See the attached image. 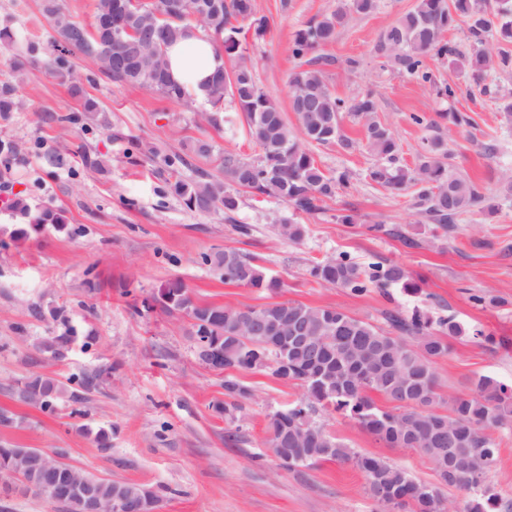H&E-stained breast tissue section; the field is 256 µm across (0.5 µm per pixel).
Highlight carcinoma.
<instances>
[{
	"label": "carcinoma",
	"mask_w": 512,
	"mask_h": 512,
	"mask_svg": "<svg viewBox=\"0 0 512 512\" xmlns=\"http://www.w3.org/2000/svg\"><path fill=\"white\" fill-rule=\"evenodd\" d=\"M129 2L96 0L93 22L87 27L72 19L61 0H42V11L52 21L56 37L46 47L27 42L16 54L14 69L25 60L35 61L44 55L51 73L70 79L66 54L77 50L96 59L114 83L134 85L179 103L191 92L171 79L166 50L199 26L227 60L203 88L201 97L209 108L199 113V120L221 128L224 102L230 101L243 115L259 155L245 160L231 152H215L208 138L192 141L189 150L200 158L215 160L222 175L193 182L179 179L170 184L171 192L188 210L200 214L221 209L233 212L242 191L284 201L299 212L321 210L339 188L348 187L350 175L346 171L325 172L308 145L345 142L341 135L345 112L364 120L365 147L378 157L367 178L394 194L417 189L418 206L435 223V230L446 234L448 225L461 215L484 206L494 209L469 177L449 168L442 138L430 140L415 167L402 165L394 135L376 118L374 96L366 93L347 101L327 85L324 68L332 65L334 58L315 51L336 40L349 15L374 13L379 0H338L336 9L294 32L291 51L299 65L290 77L293 122L259 87L252 62L239 51L243 30L251 31L257 40L268 30V21L257 15L254 0H158L162 18L152 11L134 10L128 7ZM461 21L468 22L472 37L465 49L446 39ZM128 29L154 35L157 47H138L136 39L126 35ZM510 45L512 0H417L380 35L376 51L422 84H434L428 58L446 60L480 84L491 74L512 67ZM72 93L83 100V116H69L67 121L82 118L99 122L98 103L84 96L76 83ZM19 107L15 84L0 82V120L9 121ZM13 209L26 218V224L13 230L14 242L49 226L64 229L63 218L52 207L32 212L18 197ZM279 235L299 242L305 227L288 221L279 226ZM203 261L220 270L228 283L269 292L282 287V282L267 276L254 258L235 250L206 254ZM310 276L324 286L345 288L357 295L390 285L415 290L401 266L382 261L361 266L344 253L312 266ZM152 300L163 309L184 313L192 321L196 344L229 355L227 369L268 370L282 385L302 387L299 398L268 415V430L279 445L275 455L280 466L292 469L311 468L324 461L350 463L364 475L367 493L374 501L394 504L402 512H500L501 498L487 480L499 448L485 430H512V386L480 375L472 380L471 393L442 397L433 360L448 356L449 338L466 335V329L454 319H435L415 309L405 315H390L391 330L387 331L333 306L290 301L236 308L204 303L180 280L164 285ZM285 308L301 316L313 343L310 354L305 350L288 354L286 368L281 366L283 354L276 336L254 334L249 329L255 320L274 321ZM50 315L62 329L42 338L37 349L54 361H62L79 336L69 324L66 307L54 308ZM103 383L101 372L73 377L65 384L53 376L33 373L21 382L18 395L25 403L52 414L61 400L79 404L83 392ZM374 393L393 407L378 406ZM247 395L246 387L229 373L224 378L226 400L216 409L232 421L240 408L239 399ZM445 401L448 412L443 413L439 406ZM330 409L355 420L391 448L421 452L433 464L438 484L419 481L399 465L350 448L318 420L319 412ZM21 452L16 445L1 443L0 470L13 469ZM86 479L103 506L112 501L113 494L120 493L140 504L144 512L159 507L160 498L142 486L89 474ZM443 486L465 491L462 504L449 503L441 492Z\"/></svg>",
	"instance_id": "cac0c4a2"
}]
</instances>
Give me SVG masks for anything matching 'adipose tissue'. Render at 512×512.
I'll return each instance as SVG.
<instances>
[{"label": "adipose tissue", "mask_w": 512, "mask_h": 512, "mask_svg": "<svg viewBox=\"0 0 512 512\" xmlns=\"http://www.w3.org/2000/svg\"><path fill=\"white\" fill-rule=\"evenodd\" d=\"M168 59L172 79L193 93L200 92L202 83L224 64L213 44L197 32L171 46Z\"/></svg>", "instance_id": "obj_1"}]
</instances>
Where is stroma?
<instances>
[{
  "mask_svg": "<svg viewBox=\"0 0 512 512\" xmlns=\"http://www.w3.org/2000/svg\"><path fill=\"white\" fill-rule=\"evenodd\" d=\"M415 0H381L367 16H352L323 52L334 63L325 78L336 95L353 98L372 93L377 118L395 135L399 159L418 163L434 136H443L450 167L467 175L495 205L461 217L448 234L434 235L431 221L414 205L412 195L393 196L371 183L366 172L375 158L363 146L361 121L344 116V137L353 147L316 145L312 153L328 172L351 175L322 211L297 213L286 203L243 192L231 213L199 215L174 196L169 182L217 175L216 162L191 158L178 172L164 164L168 154L184 152L194 139H212L217 151L257 158L259 148L239 113L225 104L222 130L201 128V102L162 103L130 85H117L92 57L75 52L68 60L83 80L88 96L105 113L107 127L59 124L80 103L68 84L49 72L44 61L11 72L10 49L0 46V81L16 78L26 103L11 120L0 123V137L18 143L21 152L9 166L0 165V186L22 193L30 208L61 210L68 232L47 229L41 236L14 244L10 231L19 214L0 203V412L18 418L0 426V443L61 454L74 468L100 478L154 490L159 512H376L363 474L352 465L326 461L316 467L279 468L267 446V416L302 395L296 385L278 383L270 372H241L237 378L249 394L241 399L234 422L215 411L224 399V375L202 364L190 335L191 322L180 312L144 308V298L179 279L200 301L232 307L292 301L334 306L373 325L388 328L390 314L428 309L433 317H451L468 328L452 338L448 357L434 370L443 396L468 392L471 381L489 375L512 385V197L499 177L512 173V129L501 122L500 103L512 92V73L492 75L477 86L455 66L429 60L435 84L427 86L385 65L375 51L380 34ZM270 21L263 39L245 37L246 54L255 65L259 86L288 108L294 32L332 11L336 0H256ZM20 38L48 44L54 31L41 0H0V26ZM458 89L455 100L437 96L436 86ZM464 112L473 126L452 132L442 115ZM431 119L412 123L411 114ZM70 148L62 164L46 156L58 142ZM155 144L158 156L137 150ZM106 163L101 174H86L84 153ZM355 214L340 224L337 214ZM306 227L297 243L278 236L282 221ZM383 225L380 233L370 232ZM414 246H407L406 238ZM233 249L253 257L279 278V292L224 282L220 272L202 264L201 254ZM339 252L365 265L383 259L403 266L420 288L408 294L393 286L362 295L317 283L313 264ZM99 289L88 293L86 278ZM66 306L89 347H74L62 362L38 352V338L58 331L49 315ZM480 330L482 339L470 336ZM110 370L109 380L86 392L84 417L71 416V403L46 414L22 402L20 381L40 372L67 379ZM325 429L362 454L379 456L404 467L415 479L436 483L432 464L420 453L390 448L367 434L354 420L337 413L319 416ZM111 431L102 448L93 430ZM0 512H65L60 504L23 491L13 479H0Z\"/></svg>",
  "mask_w": 512,
  "mask_h": 512,
  "instance_id": "stroma-1",
  "label": "stroma"
}]
</instances>
